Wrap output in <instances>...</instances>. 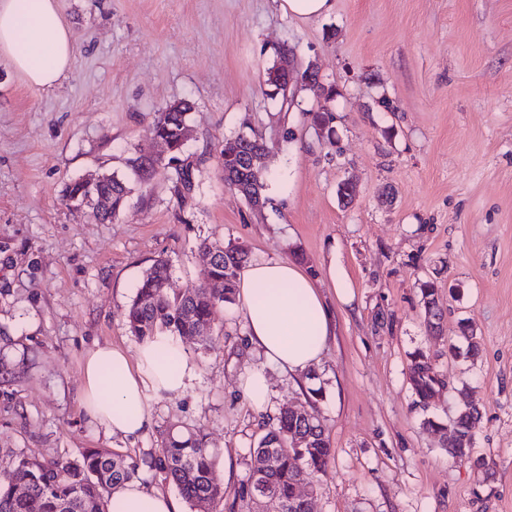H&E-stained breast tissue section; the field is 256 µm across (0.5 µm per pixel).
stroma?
<instances>
[{"label":"stroma","mask_w":512,"mask_h":512,"mask_svg":"<svg viewBox=\"0 0 512 512\" xmlns=\"http://www.w3.org/2000/svg\"><path fill=\"white\" fill-rule=\"evenodd\" d=\"M280 0H57L73 36L69 70L47 90L0 56V469L21 454L86 448L154 455L169 427L198 428L227 470L214 512H247L251 453L280 407L319 416L333 448L311 512H512V0H333L301 21ZM313 64L329 100L299 91L289 111L265 94L280 47ZM192 109L186 155L201 158L178 208L155 174L133 182L120 216L99 224L65 203L90 173H125L159 112ZM327 108L334 137L310 114ZM267 146L261 210L224 183L225 140ZM353 185L351 201L337 193ZM250 261L291 260L313 277L335 334L310 372L267 368L255 411L237 382L263 357L240 303L216 312L212 347L179 342L198 372L177 396H151L136 439L104 434L82 409L84 359L110 344L135 355L123 313L163 258L170 288L198 282L203 240ZM338 257L353 284L327 278ZM432 281L443 337L432 339L420 286ZM481 342L470 357L464 332ZM446 381L429 409L410 381L414 352ZM476 405L473 459L456 462L425 417ZM483 466H474V459ZM329 279L333 288L336 289L338 297L346 304L351 303L354 298L351 281L340 264H336V260L331 262L327 269Z\"/></svg>","instance_id":"obj_1"}]
</instances>
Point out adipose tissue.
<instances>
[{
  "instance_id": "obj_1",
  "label": "adipose tissue",
  "mask_w": 512,
  "mask_h": 512,
  "mask_svg": "<svg viewBox=\"0 0 512 512\" xmlns=\"http://www.w3.org/2000/svg\"><path fill=\"white\" fill-rule=\"evenodd\" d=\"M72 34L56 0H0V54L28 86H54L68 71ZM238 298L249 339L266 364L298 374L320 359L333 334V316L313 278L292 261H260L242 272ZM197 368L183 348L160 336L137 356L95 347L83 368L82 406L106 435L130 438L151 422L150 392L180 394ZM108 512H180L178 501L138 482L108 498Z\"/></svg>"
}]
</instances>
